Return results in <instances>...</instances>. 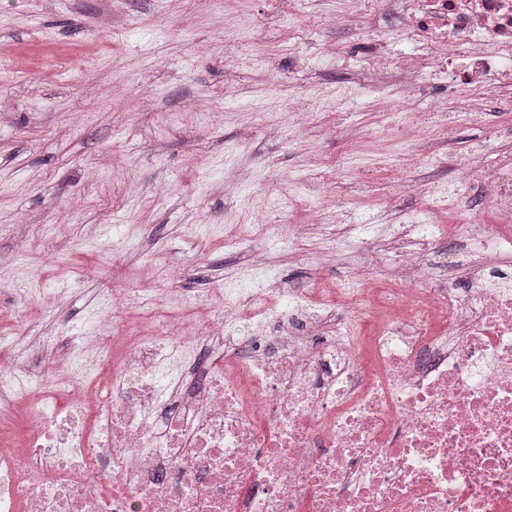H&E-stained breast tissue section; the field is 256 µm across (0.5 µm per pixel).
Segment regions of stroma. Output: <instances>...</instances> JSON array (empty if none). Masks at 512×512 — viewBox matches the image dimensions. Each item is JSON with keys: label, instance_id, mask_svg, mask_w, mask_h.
<instances>
[{"label": "stroma", "instance_id": "obj_1", "mask_svg": "<svg viewBox=\"0 0 512 512\" xmlns=\"http://www.w3.org/2000/svg\"><path fill=\"white\" fill-rule=\"evenodd\" d=\"M228 18L262 26L232 51ZM348 29L292 46L288 0H0V337L121 333L104 307L116 284L156 290L164 319L176 266L186 300L228 280L333 287L351 276L359 234L338 260H294L288 227L308 205L341 202L379 225L430 212L426 194L382 207L411 145L368 110L364 62L325 58ZM340 84L360 89L352 110L280 109ZM341 153L347 171L325 185L323 162ZM249 201L261 208L251 223L271 227L268 265L224 244Z\"/></svg>", "mask_w": 512, "mask_h": 512}]
</instances>
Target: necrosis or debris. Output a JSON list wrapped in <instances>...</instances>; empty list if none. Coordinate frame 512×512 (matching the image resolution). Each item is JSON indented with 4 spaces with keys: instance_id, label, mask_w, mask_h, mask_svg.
Listing matches in <instances>:
<instances>
[{
    "instance_id": "4bbe7bcc",
    "label": "necrosis or debris",
    "mask_w": 512,
    "mask_h": 512,
    "mask_svg": "<svg viewBox=\"0 0 512 512\" xmlns=\"http://www.w3.org/2000/svg\"><path fill=\"white\" fill-rule=\"evenodd\" d=\"M354 18L373 26L335 57L367 63L376 106L414 118L416 86L430 140L450 112L491 130L467 162L424 159L442 195L478 180L493 219L386 225L393 252L363 242L355 271L394 268L387 288L279 308L288 289H225L223 320L128 337L82 394L85 337H43L42 392L19 331L0 400L27 428L0 448V512H512V0H325L323 21Z\"/></svg>"
}]
</instances>
